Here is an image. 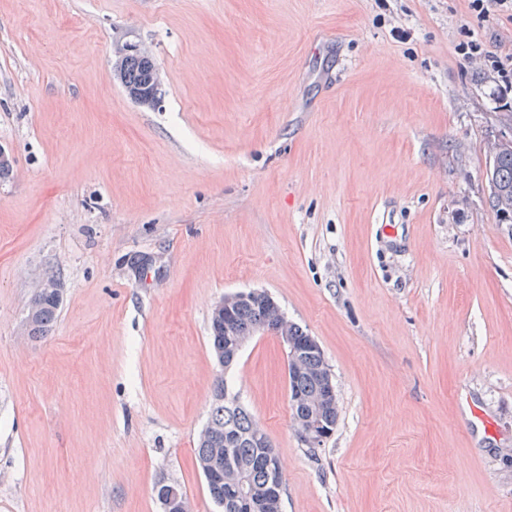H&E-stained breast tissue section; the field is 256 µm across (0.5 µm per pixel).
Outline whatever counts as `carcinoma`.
Masks as SVG:
<instances>
[{
	"mask_svg": "<svg viewBox=\"0 0 512 512\" xmlns=\"http://www.w3.org/2000/svg\"><path fill=\"white\" fill-rule=\"evenodd\" d=\"M156 65L153 58L143 53L124 54L118 62L116 79L128 95L137 96L143 92H155L154 74ZM489 153L495 155L496 166L493 178L487 180L489 206L498 222L509 226L512 231V142L491 143ZM37 308L30 322V335L44 336L49 333L56 319L61 300L54 296L38 294ZM282 311L265 305L259 297L239 302L234 311V327L240 333L265 328L275 331L279 328ZM211 344L217 359L230 366L238 352L224 348V320L211 318ZM323 364L322 352L317 351L305 357L298 373L291 378V390L316 395L320 389L318 373ZM209 433L199 435L195 459L205 464L209 474L205 476L207 489L213 502L222 512H241L235 496V489L224 481V472L236 470L246 473L256 490L258 505L252 512H280L281 500L270 502L265 485L268 481L267 464L279 462L278 454L265 432L259 431L254 418L235 401L224 399V382L218 381L213 393V402L206 423ZM260 432L262 443L253 439Z\"/></svg>",
	"mask_w": 512,
	"mask_h": 512,
	"instance_id": "cac0c4a2",
	"label": "carcinoma"
}]
</instances>
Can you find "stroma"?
Returning <instances> with one entry per match:
<instances>
[{"mask_svg": "<svg viewBox=\"0 0 512 512\" xmlns=\"http://www.w3.org/2000/svg\"><path fill=\"white\" fill-rule=\"evenodd\" d=\"M129 43L157 107L113 77ZM510 109L512 16L466 0H0V512H163L162 482L218 512L194 448L219 382L279 455L281 512H512V234L485 181ZM241 291L323 352L317 452L274 333L212 353ZM40 291L44 294L59 296L61 288L60 285L54 280L48 279L44 282ZM55 296H46L39 292L34 299L38 305L33 317L32 313L35 309V304L31 305L29 310V319L27 321V327L29 331L28 322L31 320L29 331L31 336H44L47 335L51 330L62 301V299L59 300Z\"/></svg>", "mask_w": 512, "mask_h": 512, "instance_id": "stroma-1", "label": "stroma"}]
</instances>
